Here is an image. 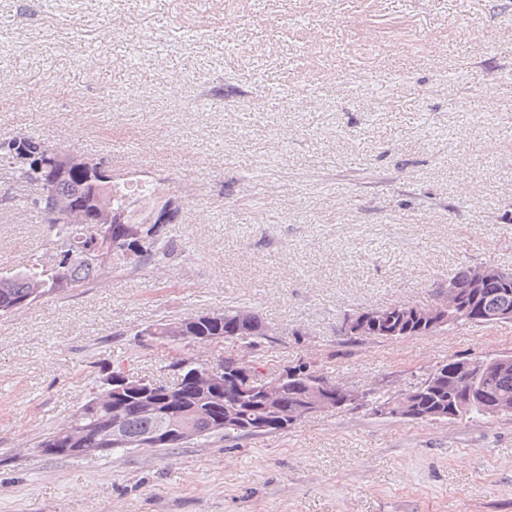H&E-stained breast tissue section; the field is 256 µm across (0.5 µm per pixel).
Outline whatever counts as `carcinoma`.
Masks as SVG:
<instances>
[{
	"mask_svg": "<svg viewBox=\"0 0 512 512\" xmlns=\"http://www.w3.org/2000/svg\"><path fill=\"white\" fill-rule=\"evenodd\" d=\"M58 165L53 149L32 137H18L9 141H0V171L10 175L11 179L20 181L24 186H31L39 181L45 184L43 192L25 194L27 207L44 216L49 230L53 233L49 248L42 255L34 258L25 269L0 275V317L32 304L33 302L68 288H74L92 282L102 274L109 273L116 267L142 268L158 265L174 252L172 247H163L160 241L163 231L156 232L155 237L141 251L138 261L132 265L128 262L124 244L130 236H146L152 227L146 225L152 209L164 197L165 189L159 188L156 195L145 204L143 209L133 206L124 194L112 190V182L90 181L82 172L72 171L63 178H54L52 174ZM112 194V210L126 213L127 224H66L61 218L52 215V198L55 195L66 196L78 203H90L102 193ZM469 267L460 269L451 277V282L459 287L465 303L479 311V317L470 312L451 313L447 327L480 325L491 323L494 314L503 306L512 308V282L504 285V290L481 294L473 297V289L468 287ZM397 311L394 322H402L397 338L424 336L430 330L419 322L405 320L404 305H394ZM235 314L233 310L220 313V320L204 321L201 315L194 316L189 330L191 342L207 341L212 336L224 337V348H232L237 338L224 336V327L231 323ZM485 369L480 373L478 385L487 396H504L512 398V362L497 365V358H483ZM457 360L439 364L442 375L416 391L417 406L424 413H431V420L436 421L435 413L448 411V407L460 403L456 419L483 418L484 406L476 396L466 399L462 393L455 392L457 383L455 367ZM200 363L190 357H181L170 362L176 379L169 387L181 391V400L176 404L165 402L166 396L155 394L156 401L167 410L168 423L177 424L184 420L192 422L198 432L196 438L207 439L221 437L226 439L262 436L288 429V414L303 402L304 392L313 379L327 382L326 378L314 372L302 374L286 380L284 385L283 406L273 412L265 405L259 389L254 383L251 393L238 399L240 423L226 425L224 418V394L212 393L200 395L193 390L188 381L190 371ZM112 391L110 377L101 381L98 392L82 403L70 419L62 426L50 432L41 440L39 447H64V442L77 435L83 448H101L103 442L99 429L112 418ZM159 427L156 417L142 414L132 408L128 409L123 421L122 441L116 445L119 451H128L140 447L142 440L150 437Z\"/></svg>",
	"mask_w": 512,
	"mask_h": 512,
	"instance_id": "cac0c4a2",
	"label": "carcinoma"
}]
</instances>
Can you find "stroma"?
Returning <instances> with one entry per match:
<instances>
[{"mask_svg": "<svg viewBox=\"0 0 512 512\" xmlns=\"http://www.w3.org/2000/svg\"><path fill=\"white\" fill-rule=\"evenodd\" d=\"M163 181L177 251L0 319V512H512V415L367 404L288 430L44 455L115 365L172 380L158 323L249 309L250 359L387 398L512 354V323L351 338L459 268L512 270V0H0V140ZM0 182V273L47 226Z\"/></svg>", "mask_w": 512, "mask_h": 512, "instance_id": "stroma-1", "label": "stroma"}]
</instances>
